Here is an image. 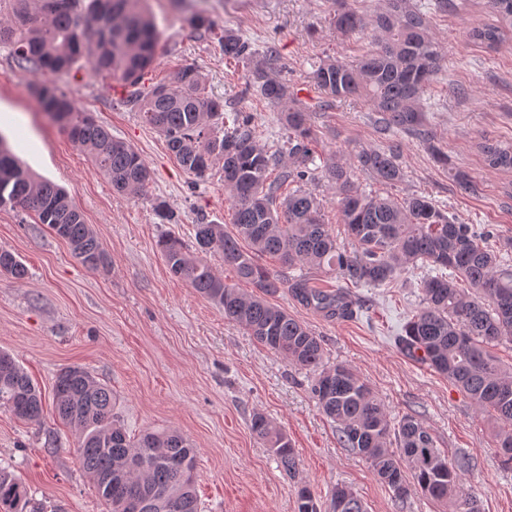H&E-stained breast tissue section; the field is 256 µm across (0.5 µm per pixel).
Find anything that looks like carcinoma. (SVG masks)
<instances>
[{"label":"carcinoma","instance_id":"obj_1","mask_svg":"<svg viewBox=\"0 0 512 512\" xmlns=\"http://www.w3.org/2000/svg\"><path fill=\"white\" fill-rule=\"evenodd\" d=\"M9 19L0 21V44L11 47L16 66L28 72L60 74L81 58L102 76L139 85L157 46L146 0H70L50 10L48 0H6ZM500 25L474 27L473 42L501 43L512 31V0H488ZM331 23L342 33L371 34V48L355 65L330 58L312 72L314 83L331 99L366 98L381 116L384 129H395L430 145L437 162L448 154L432 144L423 98L439 71L442 53L429 36V19L412 0H383L374 15H363L339 0ZM224 56L248 64V87L279 112L288 132L286 149L269 151L258 144L248 112H226L224 101L205 92V77L195 63L182 66L169 82L138 92L136 102L147 122L165 139L179 166L204 176L222 163L224 190L232 200L235 232L216 223L195 225V243L186 245L167 235L158 247L170 274L187 283L224 311L259 344L291 364L314 372L312 393L336 424L339 441L365 457L374 473L397 498L411 489L442 502L453 512H479L475 496L463 491L461 475L470 467L466 456L449 458L429 430L406 415L391 423L371 387L352 369L327 367L319 337L282 308L268 301L282 281L258 263L270 255L286 267H307L334 275L354 287L391 283L411 266L426 269L420 280L421 308L397 338L400 351L442 374L468 395L478 409L498 423L495 447L501 464L512 468V369L492 353L503 340L512 341V259L489 248L488 230L463 224L432 199L412 195L397 201L367 194L356 184L360 171L389 186L404 179L399 153L392 147L356 155V165L333 159L322 169L336 189V204L351 239L337 243L322 219L320 203L300 188L283 197L286 184L300 183L314 162L313 130L307 112L296 104L288 82L269 70L271 52L252 47L243 35L224 30ZM42 112L68 134L107 176L113 190L141 195L150 171L129 144L109 130L50 81L34 88ZM481 150L493 169L512 170V142L485 140ZM0 202L31 211L64 240L73 256L91 269L110 258L92 227L66 190L37 178L0 142ZM220 253L237 282L217 275L207 255ZM0 271L16 280L26 266L8 250H0ZM244 282L258 289L241 291ZM301 302L336 320L351 319L355 303L348 291H323L302 275L288 282ZM53 395L61 422L78 433L77 448L86 473L108 512H199L196 484L197 449L180 433L148 431L132 439L115 419L116 397L84 367L72 365L56 375ZM0 406L16 417L36 422L43 413L42 393L16 362L0 349ZM250 428L292 474L298 464L292 444L264 414L256 412ZM409 469V486L403 469ZM297 512H322L307 486L295 489ZM366 512L361 499L338 486L329 512ZM27 486L14 473L0 469V512H43Z\"/></svg>","mask_w":512,"mask_h":512}]
</instances>
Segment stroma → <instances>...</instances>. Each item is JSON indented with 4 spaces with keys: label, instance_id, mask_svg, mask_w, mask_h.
Wrapping results in <instances>:
<instances>
[{
    "label": "stroma",
    "instance_id": "obj_1",
    "mask_svg": "<svg viewBox=\"0 0 512 512\" xmlns=\"http://www.w3.org/2000/svg\"><path fill=\"white\" fill-rule=\"evenodd\" d=\"M209 6L214 30L204 33L171 0H148L159 41L142 86L169 80L182 64H197L207 92L250 113L260 145L274 150L287 133L273 107L246 92L247 68L225 57L219 33L231 28L256 45L272 44L270 68L288 81L308 113L317 164L332 158L349 163L360 149L397 145L403 182L389 188L361 173L363 191L398 198L425 194L463 223L496 228L493 246L512 237V171L489 168L479 148L485 136L512 142V34L492 49L469 39L472 28L498 21L487 0H451L448 11L431 18L430 34L444 59L425 95L426 118L451 160L447 166L418 140L381 131L367 101L330 102L314 85L311 73L322 60L353 64L369 47L366 37L332 25L336 0H209ZM41 79L19 70L0 46V135L31 172L69 192L111 264L83 266L34 214L0 208V250L28 269L23 280L0 273V349L16 357L46 399L37 422L0 407V468L19 476L44 505L106 512L84 471L75 434L56 418L51 402L59 370L80 365L112 388L115 414L129 435L174 429L193 443L200 512H296L297 482L324 503L336 486H347L367 512H446L444 503L417 491L394 498L369 464L339 442L335 424L311 392L312 373L267 350L169 274L157 246L162 236L189 244L196 224L230 222L232 203L220 168L201 178L183 171L163 137L129 103L130 87L103 79L82 62L54 76L55 85L130 144L151 171L143 195L117 194L40 111L31 86ZM459 170L470 175L474 191H459ZM159 199L174 212L175 223L156 215ZM423 274L412 268L390 284L353 289L359 313L344 321L326 319L285 287L273 302L320 337L326 365L345 364L370 385L390 421L414 416L437 447L470 457L462 486L476 494L481 512H512V469L497 457L495 421L396 345L421 307ZM256 412L287 434L299 457L295 476H287L252 433Z\"/></svg>",
    "mask_w": 512,
    "mask_h": 512
}]
</instances>
